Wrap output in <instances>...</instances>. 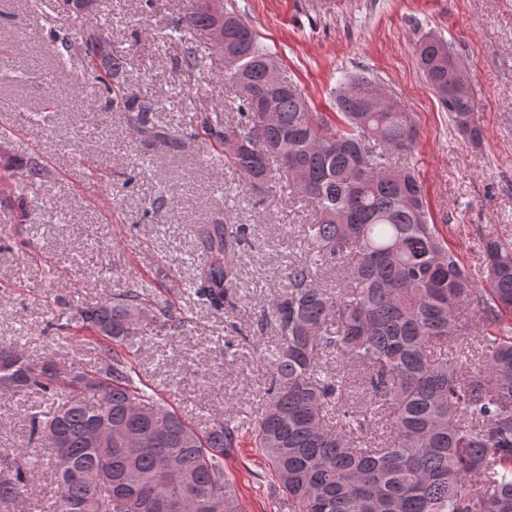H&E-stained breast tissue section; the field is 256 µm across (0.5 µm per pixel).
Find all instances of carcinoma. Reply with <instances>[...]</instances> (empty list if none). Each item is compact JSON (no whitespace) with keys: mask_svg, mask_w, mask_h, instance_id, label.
<instances>
[{"mask_svg":"<svg viewBox=\"0 0 512 512\" xmlns=\"http://www.w3.org/2000/svg\"><path fill=\"white\" fill-rule=\"evenodd\" d=\"M224 79L239 95L237 121L221 109L185 124L224 148L243 189H291L311 204L307 258L288 266V289L269 312L277 342L260 350L268 369L260 416L226 408L200 429L148 392L131 356L148 326L182 328L170 306L128 288L79 310L63 339L94 350L86 368L36 362L0 342V392L60 400L28 416V447L0 448V512H25L50 485L48 512H242L224 456L249 436L289 512H512V243L480 241L477 286L433 224L415 169L397 163L417 135L412 115L365 76L336 97V119L306 97L235 11L224 10ZM187 26L207 35L216 15L189 0ZM92 84L129 130L170 144L155 103L131 90L124 55L93 30L84 35ZM417 61L455 130L478 144L480 107L448 42L421 39ZM275 103L276 119L263 112ZM33 159L21 192L46 177ZM205 265L179 290L214 314L234 305L233 257L244 224H196ZM340 286L320 282L322 267ZM336 357V371L326 357ZM362 402L348 401L352 371Z\"/></svg>","mask_w":512,"mask_h":512,"instance_id":"carcinoma-1","label":"carcinoma"}]
</instances>
